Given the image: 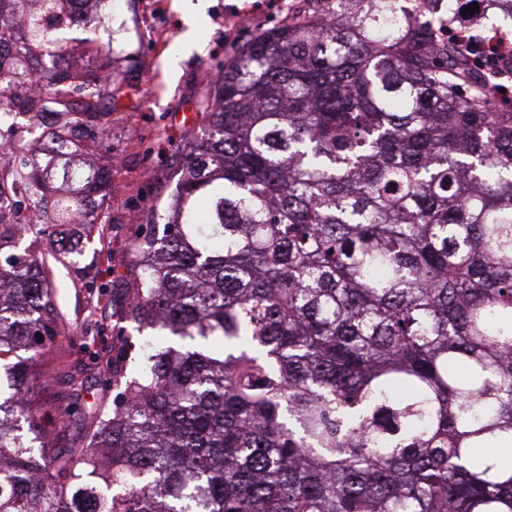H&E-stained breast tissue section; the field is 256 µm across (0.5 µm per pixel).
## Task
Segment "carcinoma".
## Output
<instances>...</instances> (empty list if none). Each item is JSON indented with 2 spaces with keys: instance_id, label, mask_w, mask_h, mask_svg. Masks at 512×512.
<instances>
[{
  "instance_id": "cac0c4a2",
  "label": "carcinoma",
  "mask_w": 512,
  "mask_h": 512,
  "mask_svg": "<svg viewBox=\"0 0 512 512\" xmlns=\"http://www.w3.org/2000/svg\"><path fill=\"white\" fill-rule=\"evenodd\" d=\"M0 6V53L69 56L71 0ZM252 39L133 261L112 337V406L64 454L0 425V512H512V103L477 58L394 0ZM32 93L0 70V118L57 117L14 174L32 214L60 168L70 224L104 186L73 129L116 69ZM48 258L0 264V370L21 403L60 336Z\"/></svg>"
}]
</instances>
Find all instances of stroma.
<instances>
[{
  "label": "stroma",
  "instance_id": "obj_1",
  "mask_svg": "<svg viewBox=\"0 0 512 512\" xmlns=\"http://www.w3.org/2000/svg\"><path fill=\"white\" fill-rule=\"evenodd\" d=\"M196 2L103 0L100 29L66 33L76 43L97 38L118 79L99 101L104 130L75 133L94 143L96 159L111 176L89 206L88 223L70 227L79 243L70 263L52 266L64 335L28 376L29 410L61 407L69 415L67 429L53 441L60 451L81 446L87 411L106 394L102 362L124 306V278L146 233L150 206L169 199L180 176L177 158L206 124L209 80L255 36L315 7L313 0H206L190 30L184 13Z\"/></svg>",
  "mask_w": 512,
  "mask_h": 512
}]
</instances>
